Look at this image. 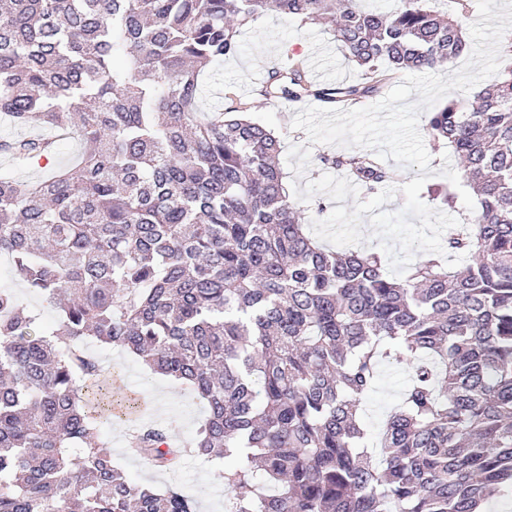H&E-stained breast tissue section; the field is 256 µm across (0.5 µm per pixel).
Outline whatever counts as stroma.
<instances>
[{"label":"stroma","instance_id":"obj_1","mask_svg":"<svg viewBox=\"0 0 512 512\" xmlns=\"http://www.w3.org/2000/svg\"><path fill=\"white\" fill-rule=\"evenodd\" d=\"M238 38L242 43L239 55L211 64L204 71L198 105L208 112L223 103L246 101L250 118L280 137V164L289 181L305 187L307 181L327 173L322 158L338 153L339 148L311 143L304 131L292 129L291 121L301 105L261 96L267 73L287 56L299 59L320 84L352 83L360 79L362 70L344 55L327 27L298 17L261 16L241 26ZM85 349L98 358L105 371L128 383L132 396L140 401L136 419L99 426L113 461L135 483L160 490L177 488L195 501L197 512H225L232 493L220 475L222 463L188 456L181 458L176 468L165 469L128 451L130 434L142 425L168 428L173 446L193 442L208 415L205 401L182 382L153 373L121 348L104 347L90 339ZM408 371L405 364L383 369L375 392L365 402L369 429H376L397 403Z\"/></svg>","mask_w":512,"mask_h":512}]
</instances>
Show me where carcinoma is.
Wrapping results in <instances>:
<instances>
[{
	"mask_svg": "<svg viewBox=\"0 0 512 512\" xmlns=\"http://www.w3.org/2000/svg\"><path fill=\"white\" fill-rule=\"evenodd\" d=\"M402 0H0V136L22 167L67 129L80 160L38 181L0 172V254L57 313L0 288V512H196L130 482L99 439L112 379L88 338L182 381L208 406L196 455L224 462L227 512H485L512 494V68L427 121L478 197L395 278L375 252L333 251L290 200L280 140L247 104L196 109L201 68L240 52L237 28L276 12L331 27L356 83L275 67L262 93L363 102L468 44L456 13ZM374 191L394 169L323 157ZM462 256L454 269L446 261ZM411 373L377 434L363 402L383 367ZM171 465L168 432L138 431Z\"/></svg>",
	"mask_w": 512,
	"mask_h": 512,
	"instance_id": "carcinoma-1",
	"label": "carcinoma"
}]
</instances>
